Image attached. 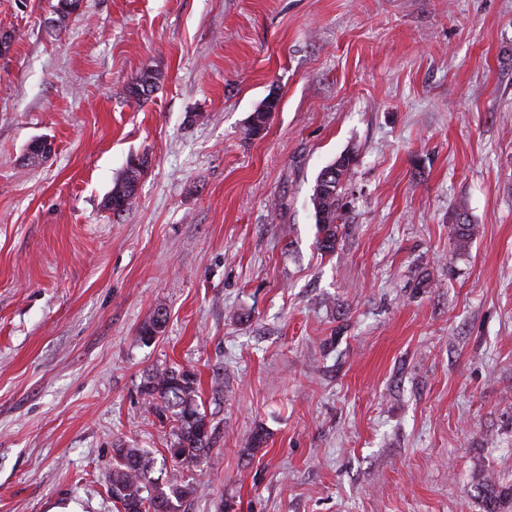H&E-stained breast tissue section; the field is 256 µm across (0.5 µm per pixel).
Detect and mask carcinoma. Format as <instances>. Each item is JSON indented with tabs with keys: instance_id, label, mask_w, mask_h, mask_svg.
I'll use <instances>...</instances> for the list:
<instances>
[{
	"instance_id": "cac0c4a2",
	"label": "carcinoma",
	"mask_w": 512,
	"mask_h": 512,
	"mask_svg": "<svg viewBox=\"0 0 512 512\" xmlns=\"http://www.w3.org/2000/svg\"><path fill=\"white\" fill-rule=\"evenodd\" d=\"M156 86V74L144 69L128 88V94L143 102ZM355 162L356 157L349 153L325 166L318 174L310 196L318 230L317 244L325 253L335 251L346 227L344 183ZM140 176L141 172L125 168L107 196L105 206L115 212L130 209ZM451 221L456 246L463 250L473 239L476 226L462 208L452 213ZM165 322V314L155 311L141 325L140 340L144 343L154 341L162 333ZM138 392L143 403L161 422L174 423L171 447L176 453L170 455L171 461L187 465L201 462L211 448L212 431L206 412L197 404L195 372L184 367L155 368L140 382ZM114 454L116 466L110 476V493L116 512H181L182 500L197 492L192 483L161 485L152 481L149 477L151 460L140 448L120 444ZM482 490L486 512H512V484L487 483Z\"/></svg>"
}]
</instances>
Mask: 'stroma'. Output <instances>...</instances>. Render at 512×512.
I'll return each instance as SVG.
<instances>
[{
  "instance_id": "1",
  "label": "stroma",
  "mask_w": 512,
  "mask_h": 512,
  "mask_svg": "<svg viewBox=\"0 0 512 512\" xmlns=\"http://www.w3.org/2000/svg\"><path fill=\"white\" fill-rule=\"evenodd\" d=\"M54 3L0 0V512H115L120 444L198 485L182 512H485L512 484V0ZM347 151L326 254L309 196ZM170 365L214 430L197 466L138 394ZM157 77L156 74L150 70H142L139 75L134 79L131 86L128 88V94L129 96L138 101L143 102L151 96V94L154 91V88L157 86ZM133 86L140 87L141 93H135L133 90ZM144 96H147L143 98ZM142 161H144V158L138 157L131 160V168L127 164L123 174L116 179L111 193L105 200L106 207L115 212H123L131 208L136 197L139 177L143 173V171H137L133 168L140 167ZM451 221L456 246L464 250L473 239L476 233V226L471 222L467 212L462 208L452 213ZM484 498L487 504L486 512H511L512 511V484L509 486L485 484L482 485ZM508 504L509 509L504 506Z\"/></svg>"
}]
</instances>
